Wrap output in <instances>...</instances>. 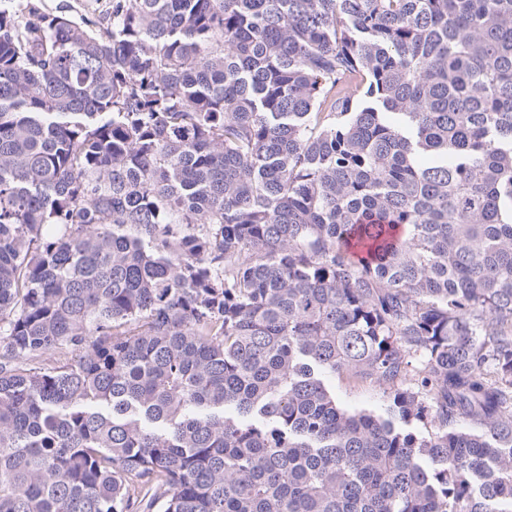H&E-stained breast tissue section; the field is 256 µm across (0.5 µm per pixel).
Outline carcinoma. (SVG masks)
<instances>
[{"instance_id":"carcinoma-1","label":"carcinoma","mask_w":512,"mask_h":512,"mask_svg":"<svg viewBox=\"0 0 512 512\" xmlns=\"http://www.w3.org/2000/svg\"><path fill=\"white\" fill-rule=\"evenodd\" d=\"M0 512H512V0L0 10ZM328 384L336 400L351 410L374 409L382 411L386 405L383 390L372 384L355 385L342 377H329Z\"/></svg>"}]
</instances>
